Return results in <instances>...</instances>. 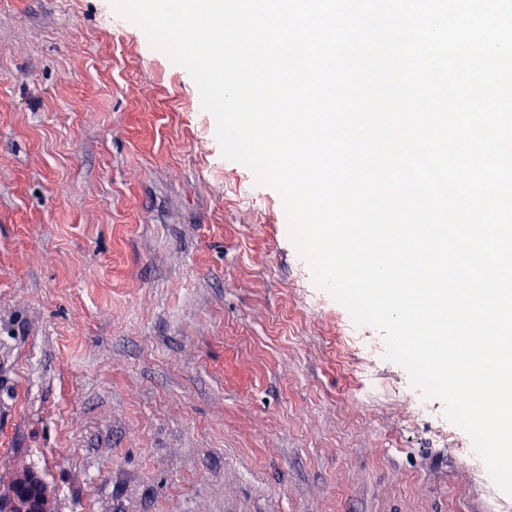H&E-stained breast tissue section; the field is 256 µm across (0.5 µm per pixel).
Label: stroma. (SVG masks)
Wrapping results in <instances>:
<instances>
[{
    "label": "stroma",
    "mask_w": 512,
    "mask_h": 512,
    "mask_svg": "<svg viewBox=\"0 0 512 512\" xmlns=\"http://www.w3.org/2000/svg\"><path fill=\"white\" fill-rule=\"evenodd\" d=\"M317 286L283 201L112 0H0V491L55 512H512ZM31 470H35L38 473L32 472L30 476H32V477L40 476V478L37 477V478L33 479L35 482L34 487L29 486V489H31L33 492V498L39 497L41 500L38 508L42 509V511H45V512H54L55 511L54 501H53L54 498H53V492L51 490V487L48 484V482L46 481V479L44 478V476L42 475V473L39 472L38 470L34 469L33 467H25V468L21 469L20 471H17L15 473L11 483L8 485L7 489L5 491L1 492V494H7L8 492H10L13 480L16 477H18L19 475L25 474ZM30 476L23 479L21 482H19L17 484L18 490H21L23 488L24 483L30 479ZM45 509H51V511L45 510Z\"/></svg>",
    "instance_id": "obj_1"
}]
</instances>
